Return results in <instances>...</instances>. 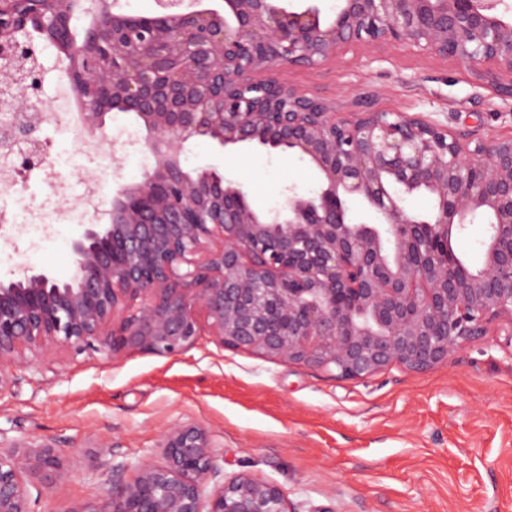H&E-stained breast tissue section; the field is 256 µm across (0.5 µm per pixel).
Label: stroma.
Returning a JSON list of instances; mask_svg holds the SVG:
<instances>
[{
	"label": "stroma",
	"mask_w": 512,
	"mask_h": 512,
	"mask_svg": "<svg viewBox=\"0 0 512 512\" xmlns=\"http://www.w3.org/2000/svg\"><path fill=\"white\" fill-rule=\"evenodd\" d=\"M276 78L328 101L371 97L491 141L512 136V99L466 66L401 43L353 46L313 68ZM103 152L110 188L139 182L146 130L132 112H109ZM136 132L127 140L124 129ZM190 174L214 170L243 184L250 201L280 208L286 190L323 187L308 159L256 143L220 147L189 140ZM75 167L60 184L32 182L33 214L48 204L78 211L75 222L31 244L22 225L0 246V281L25 264L67 281L80 225L106 224L111 203L79 207ZM181 422L206 426L225 474L279 484L299 512H512V347L490 325L486 336L424 373L392 365L355 380L285 359L214 344L209 337L173 357L127 351L115 360L59 348L43 356L16 395L0 398V441L52 444L69 472L44 512H75L101 496L113 456L156 455L160 436Z\"/></svg>",
	"instance_id": "1"
}]
</instances>
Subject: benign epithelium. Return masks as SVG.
Wrapping results in <instances>:
<instances>
[{
  "label": "benign epithelium",
  "mask_w": 512,
  "mask_h": 512,
  "mask_svg": "<svg viewBox=\"0 0 512 512\" xmlns=\"http://www.w3.org/2000/svg\"><path fill=\"white\" fill-rule=\"evenodd\" d=\"M157 6V15L135 17L112 12V0H0V50L14 61L0 67L13 112L0 146L18 147L24 164L44 161L41 116L16 105V93L39 81L18 40L30 19L51 42H68L84 134L104 138L106 110L132 109L155 157L141 182L112 195L110 223L82 225L69 281L29 268L0 281V397L59 347L175 356L208 336L341 379L393 364L425 372L495 321L512 347V137L475 142L367 96L338 112L272 76L349 46L399 42L469 67L511 99L512 5L342 0L328 24L316 5L280 0H224L222 13L198 0ZM76 13L110 19L108 32H84L95 60L67 41ZM194 137L301 154L325 186L315 196L290 187L281 208L258 212L218 172L183 171ZM417 191L434 198L430 220L402 205ZM475 224L485 261L470 269L450 240ZM158 447L159 461L112 459V495L73 512H298L278 484L224 474L202 425L177 424ZM32 470L67 476L47 443L0 448V512H38L49 486L25 481Z\"/></svg>",
  "instance_id": "benign-epithelium-1"
}]
</instances>
